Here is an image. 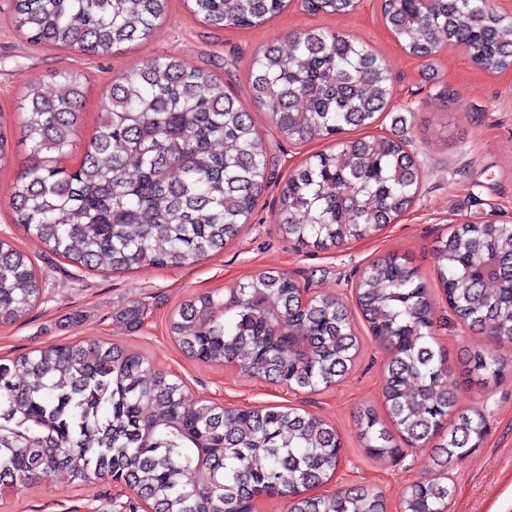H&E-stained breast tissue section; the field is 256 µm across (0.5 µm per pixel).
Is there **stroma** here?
<instances>
[{
	"label": "stroma",
	"mask_w": 512,
	"mask_h": 512,
	"mask_svg": "<svg viewBox=\"0 0 512 512\" xmlns=\"http://www.w3.org/2000/svg\"><path fill=\"white\" fill-rule=\"evenodd\" d=\"M308 29L364 43L387 62L392 98L372 132L405 141L422 172L416 200L393 224L374 237L328 250L286 241L276 222L275 204L288 174L333 142L284 141L264 107L253 100L248 80L252 60L263 45L287 43L290 35ZM161 54L177 55L212 72L251 112L273 162L274 177L250 224L223 251L192 265L125 273L80 269L14 224L10 199L19 172L31 163L28 150L16 149L0 166V236L31 258L43 277L44 293L28 315L0 325V358L51 343H115L182 380L188 402L200 400L227 409L275 404L304 409L336 428L342 439L337 466L320 493L370 484L383 492L387 512H401L405 493L432 469V453L427 447L405 446L396 456L376 458L364 448L357 417L369 406L379 417L387 415L382 388L388 354L362 319L354 321L361 344L350 370L317 392L249 375L232 364L188 357L173 340L169 320L193 297L234 287L259 270L287 272L308 295L335 296L351 306L360 271L376 257L396 253L413 259L426 279L435 308L436 341L446 349L452 366H459L464 353L486 346L488 339L470 332L453 316L436 279L432 249L454 224L481 217L512 223V68L488 71L458 48L444 49L429 60L409 55L385 22L382 0H358L348 14L316 15L306 12L301 0H290L270 22L249 29L208 26L190 14L186 0H169L150 40L98 55L30 43L15 27L12 0H0V128L18 135L28 81L47 83L54 73L77 71L90 91L80 107L75 145L63 160L64 166H77L113 79ZM134 305L144 309L135 328L120 317ZM457 400L461 408L483 412L488 432L480 448L449 471L448 512H512V373L483 388L461 387ZM146 510L126 486L107 478L82 482L65 471L0 499V512Z\"/></svg>",
	"instance_id": "1"
}]
</instances>
